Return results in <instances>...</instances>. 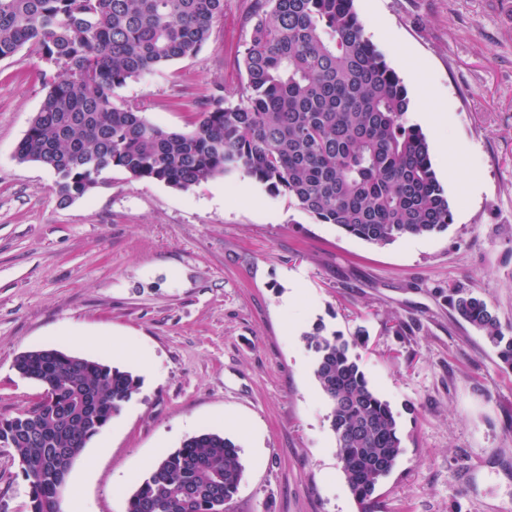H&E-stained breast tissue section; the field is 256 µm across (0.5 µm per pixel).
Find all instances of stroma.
Segmentation results:
<instances>
[{"label":"stroma","instance_id":"35a3bbf8","mask_svg":"<svg viewBox=\"0 0 512 512\" xmlns=\"http://www.w3.org/2000/svg\"><path fill=\"white\" fill-rule=\"evenodd\" d=\"M250 4L224 0L197 56L129 80L117 102L176 131L213 93L236 102ZM354 6L400 78L425 75L410 122L426 98L463 148L452 167L427 136L452 206L445 232L373 245L239 174L182 191L115 170L60 204L54 173L15 158L48 65L25 48L0 61V418L42 392L13 369L28 350L142 378L68 474L85 512H127L150 463L204 431L240 447L227 512H358L302 339L319 321L348 339L365 329L360 367L398 417L404 452L377 490L383 512H512V372L448 302L452 288L478 293L512 335V0ZM0 512H30L1 447Z\"/></svg>","mask_w":512,"mask_h":512}]
</instances>
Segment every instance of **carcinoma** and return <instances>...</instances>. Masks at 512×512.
<instances>
[{
	"instance_id": "obj_1",
	"label": "carcinoma",
	"mask_w": 512,
	"mask_h": 512,
	"mask_svg": "<svg viewBox=\"0 0 512 512\" xmlns=\"http://www.w3.org/2000/svg\"><path fill=\"white\" fill-rule=\"evenodd\" d=\"M223 15L224 0H0V60L27 45L56 67L15 158L51 169L64 205L114 169L177 190L241 174L370 244L448 229L451 203L410 123L407 90L366 37L354 0H253L239 101L212 95L189 131L115 103L128 80L196 56ZM450 303L512 370V336L486 301L454 289ZM303 340L350 491L360 512H380L377 488L404 451L397 418L352 354L357 340L321 321ZM13 368L50 396L1 419L0 443L18 459L31 512H57L73 462L141 379L55 348L26 351ZM243 477L240 447L202 432L138 479L128 512H224Z\"/></svg>"
}]
</instances>
